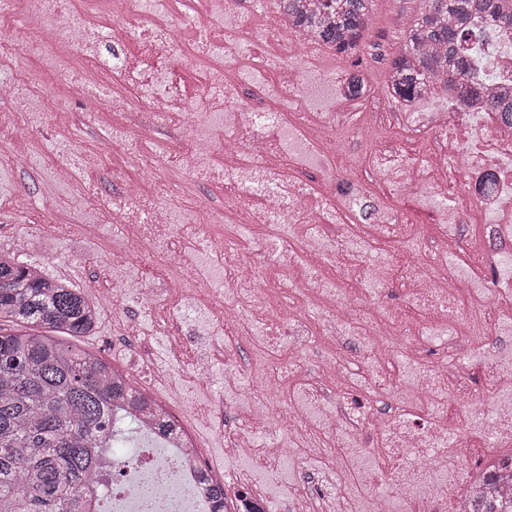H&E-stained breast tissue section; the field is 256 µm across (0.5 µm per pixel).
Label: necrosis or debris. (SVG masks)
<instances>
[{
	"mask_svg": "<svg viewBox=\"0 0 512 512\" xmlns=\"http://www.w3.org/2000/svg\"><path fill=\"white\" fill-rule=\"evenodd\" d=\"M159 2L123 0L119 21L105 25L98 0H22L29 23L20 26L0 0V101L20 102L39 122L58 105L19 53L85 67L90 82L76 88L84 115L109 103L138 110L147 125L196 127L193 150L169 166L224 193L223 213L201 196L183 224L132 183L104 206L115 226L112 303L133 307L116 314L115 331L129 351H144L156 332L174 339L167 362L146 361L132 380L156 387L161 406L186 378L202 390L223 379L227 397L192 410L222 445L212 457L180 415L159 444L148 412L114 417L128 431L105 451L112 476L93 483L95 512H212L208 477L222 480L226 512H273L282 501L288 512H472L491 494L501 499L496 512H512V130L434 96L372 108L363 131L373 149L341 164L336 144L354 132L355 102L347 73L321 67L323 45L245 0H223L217 14L194 10L189 101L172 78L138 76L120 54L134 38L146 63L181 55ZM102 39L118 49L112 61L97 55ZM390 125L430 134L425 152L408 158L385 142ZM489 171L498 191L479 195ZM463 182L473 208L497 223L480 247L467 246L470 210L446 203L437 245L426 248L395 191L425 199ZM222 222L224 234H213ZM394 238L403 248L382 256ZM135 258L159 262L163 287L130 269ZM275 258L289 274L271 293L258 270ZM392 292L403 307L389 303ZM192 302L210 314L186 333L182 306ZM243 345L254 352L244 368ZM283 350L304 372L288 390ZM466 360L478 382L463 376Z\"/></svg>",
	"mask_w": 512,
	"mask_h": 512,
	"instance_id": "4bbe7bcc",
	"label": "necrosis or debris"
}]
</instances>
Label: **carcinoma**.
<instances>
[{"label":"carcinoma","instance_id":"carcinoma-1","mask_svg":"<svg viewBox=\"0 0 512 512\" xmlns=\"http://www.w3.org/2000/svg\"><path fill=\"white\" fill-rule=\"evenodd\" d=\"M340 58L364 50L373 0H273ZM512 29V0H421L391 57L388 85L403 104L440 81L457 105L512 127V86L482 90L485 44ZM92 298L15 254L0 253V512H87L86 487L112 445V412L150 406L101 355L58 337L88 336ZM55 335L6 332L3 323Z\"/></svg>","mask_w":512,"mask_h":512}]
</instances>
